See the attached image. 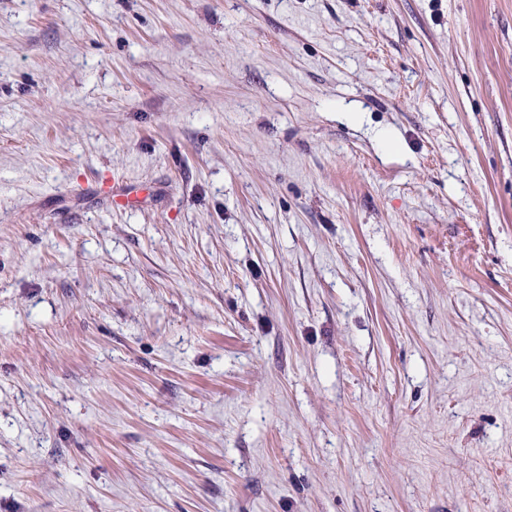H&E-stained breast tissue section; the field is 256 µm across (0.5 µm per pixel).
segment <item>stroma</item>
Wrapping results in <instances>:
<instances>
[{"mask_svg":"<svg viewBox=\"0 0 512 512\" xmlns=\"http://www.w3.org/2000/svg\"><path fill=\"white\" fill-rule=\"evenodd\" d=\"M0 512H512V0H0Z\"/></svg>","mask_w":512,"mask_h":512,"instance_id":"obj_1","label":"stroma"}]
</instances>
